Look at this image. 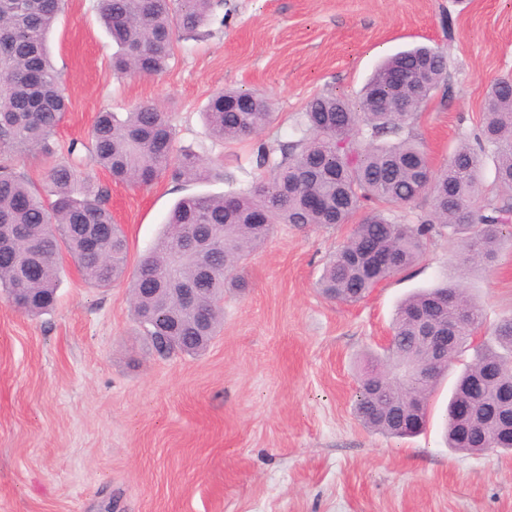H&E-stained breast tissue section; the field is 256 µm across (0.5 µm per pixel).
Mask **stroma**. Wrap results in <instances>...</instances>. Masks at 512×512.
Listing matches in <instances>:
<instances>
[{
    "mask_svg": "<svg viewBox=\"0 0 512 512\" xmlns=\"http://www.w3.org/2000/svg\"><path fill=\"white\" fill-rule=\"evenodd\" d=\"M419 44L444 51L446 80L405 132L439 170L478 133L490 83L512 75V0H223L196 37L175 42L165 72L124 79L97 0H66L50 42L70 101L55 158L87 142L101 109L155 103L176 148L217 163L209 181L143 188L87 167L109 189L133 268L179 199L252 190L258 146L297 140L311 97L357 100L379 62ZM228 87L269 98L272 120L257 135L211 137L203 111ZM351 230L278 225L247 261L248 288L225 293L224 321L198 355H155L127 283L90 287L67 255L51 310L30 316L0 296V512H512V455L446 442L452 381L417 436L357 419L367 354L401 299L458 279V247L433 236L422 260L343 304L317 282ZM460 281L485 333L512 318V240Z\"/></svg>",
    "mask_w": 512,
    "mask_h": 512,
    "instance_id": "stroma-1",
    "label": "stroma"
}]
</instances>
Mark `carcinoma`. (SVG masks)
Returning a JSON list of instances; mask_svg holds the SVG:
<instances>
[{"label": "carcinoma", "instance_id": "cac0c4a2", "mask_svg": "<svg viewBox=\"0 0 512 512\" xmlns=\"http://www.w3.org/2000/svg\"><path fill=\"white\" fill-rule=\"evenodd\" d=\"M98 8L117 46L115 75H154L168 67L177 33L192 34L208 22L213 0H98ZM63 9L64 0H0V292L31 316L54 304L64 251L92 286L106 287L127 273V238L107 207L108 190L80 171L81 162L48 165L43 195L14 168L19 158L47 161L55 153L53 135L68 101L47 40ZM446 67L443 52L432 47L391 56L369 78L360 109L332 94L315 95L303 112L302 137L281 149V159L259 148L256 168L264 175L252 190L180 199L130 279L135 320L152 351L197 355L207 348L223 321L224 291L247 288L245 262L276 224H347L368 209L323 266L321 293L342 303L360 301L420 261L438 227L462 250L461 275L494 261L507 227L504 214L512 212V76L493 81L476 145L460 144L443 171L434 172L409 139L386 141L445 80ZM398 69L402 81L392 78ZM204 116L214 138L242 140L264 129L272 110L262 95L226 89L212 97ZM174 138L169 115L158 105L140 104L123 116L103 109L86 146L88 160L113 181L136 187L165 175L177 182L209 179L213 162L190 149L174 153ZM486 152L496 158L504 197L479 205ZM424 192L432 196L429 218L407 224L392 213ZM465 230L471 234L460 237ZM177 288L196 289L193 305L183 303ZM417 314L435 328L462 315L470 327L483 324L481 309L456 281L401 301L394 342L367 356L359 380L355 412L363 426L400 438L410 436L409 419L424 428L440 380L472 348L448 401V447L512 453V429L503 432L485 420L499 390L512 386V319L475 347L462 334L448 345V364L439 366L415 340ZM490 366L499 369L494 379L484 375ZM462 399L474 408L471 425L453 416Z\"/></svg>", "mask_w": 512, "mask_h": 512}]
</instances>
